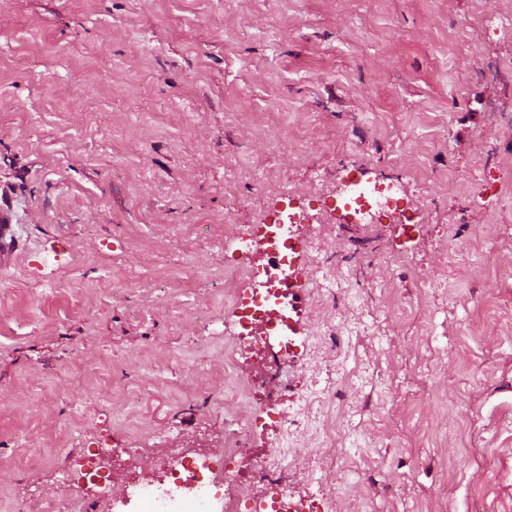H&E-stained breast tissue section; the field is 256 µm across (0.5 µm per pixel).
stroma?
I'll return each mask as SVG.
<instances>
[{
  "label": "stroma",
  "mask_w": 512,
  "mask_h": 512,
  "mask_svg": "<svg viewBox=\"0 0 512 512\" xmlns=\"http://www.w3.org/2000/svg\"><path fill=\"white\" fill-rule=\"evenodd\" d=\"M341 171L433 204L299 265L298 424L252 454L291 444L285 491L328 512H512V0H0V512H58L82 449L149 471L263 402L226 246ZM14 214L11 207L0 206V262L3 264L10 256L16 242L13 230Z\"/></svg>",
  "instance_id": "1"
}]
</instances>
